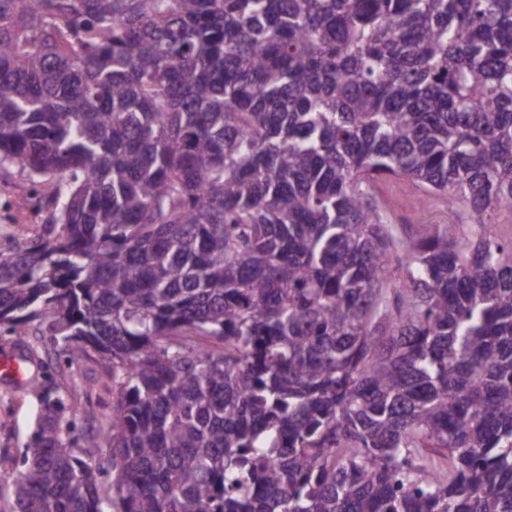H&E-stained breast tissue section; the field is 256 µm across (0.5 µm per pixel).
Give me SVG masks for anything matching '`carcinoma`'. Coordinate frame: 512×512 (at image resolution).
Here are the masks:
<instances>
[{
    "mask_svg": "<svg viewBox=\"0 0 512 512\" xmlns=\"http://www.w3.org/2000/svg\"><path fill=\"white\" fill-rule=\"evenodd\" d=\"M0 164V325L118 392L15 512H512V0H0ZM26 176L16 167L0 168V250L44 234L43 201L21 190ZM376 195L387 211L391 224H397L403 231L413 233L420 224V201L423 192L411 180L389 178L381 181Z\"/></svg>",
    "mask_w": 512,
    "mask_h": 512,
    "instance_id": "carcinoma-1",
    "label": "carcinoma"
}]
</instances>
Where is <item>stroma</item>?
Masks as SVG:
<instances>
[{"instance_id": "obj_1", "label": "stroma", "mask_w": 512, "mask_h": 512, "mask_svg": "<svg viewBox=\"0 0 512 512\" xmlns=\"http://www.w3.org/2000/svg\"><path fill=\"white\" fill-rule=\"evenodd\" d=\"M25 175L16 167L0 168V250L44 232L39 198L24 191ZM376 195L392 223L411 233L421 216L436 224L448 221L443 199L421 212L423 192L411 180L381 181ZM23 360L22 376L0 374V487L10 488L19 476L20 460L34 447L48 407L70 424L67 442L83 447L98 435L112 414L117 390L109 366L97 352L70 359L53 341L43 322H29L9 330L0 327V358Z\"/></svg>"}]
</instances>
